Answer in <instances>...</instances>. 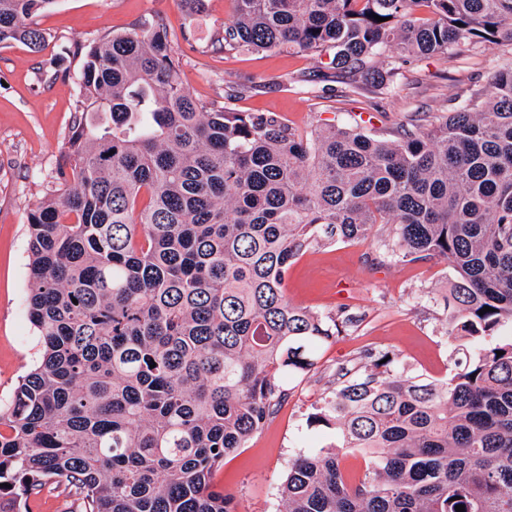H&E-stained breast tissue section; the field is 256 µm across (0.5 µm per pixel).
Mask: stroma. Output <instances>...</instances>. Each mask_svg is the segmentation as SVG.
<instances>
[{
	"label": "stroma",
	"mask_w": 512,
	"mask_h": 512,
	"mask_svg": "<svg viewBox=\"0 0 512 512\" xmlns=\"http://www.w3.org/2000/svg\"><path fill=\"white\" fill-rule=\"evenodd\" d=\"M232 12L231 0H206L194 43L181 42V80L203 103L220 100L224 85L244 84L232 101L239 112H270L308 130L322 123L359 126L389 134L400 125L452 111L493 73L512 65V46L487 50L461 43L448 55L411 60L399 71L380 68L372 85L355 92L347 75H326L325 56L280 50L242 53L212 47ZM160 17L171 37L185 23L181 0H58L33 22L45 35L40 51L0 44V403L11 397L38 349L28 320L29 231L27 213L53 187L73 118L83 60L62 57L74 42ZM68 74L54 77L57 65ZM376 226L363 244L314 245L291 265L285 297L291 305L347 324L319 345L315 365L290 377L288 397L245 448L229 455L216 481L234 495L241 512H280L279 489L290 459L312 454L335 440L334 430L312 425V407L331 391L339 367L360 364L365 354L386 352L413 375L445 380L457 341L444 296L452 271L446 263L379 261Z\"/></svg>",
	"instance_id": "35a3bbf8"
}]
</instances>
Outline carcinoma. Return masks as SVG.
I'll return each mask as SVG.
<instances>
[{
	"mask_svg": "<svg viewBox=\"0 0 512 512\" xmlns=\"http://www.w3.org/2000/svg\"><path fill=\"white\" fill-rule=\"evenodd\" d=\"M55 2L0 0V43L39 50L31 19ZM182 2L189 44L205 0ZM232 7L219 47L325 54L352 75L462 40L512 45V0ZM66 54L83 57L79 96L53 194L28 214L39 357L0 406L9 512L49 484L79 512H239L214 482L224 458L348 323L289 304L288 270L377 224L383 255L452 269L451 322L471 348L445 381L394 372L387 352L340 368L308 417L336 443L289 464L282 512H512V336L484 344L512 327V67L388 138L196 101L158 18Z\"/></svg>",
	"mask_w": 512,
	"mask_h": 512,
	"instance_id": "carcinoma-1",
	"label": "carcinoma"
}]
</instances>
